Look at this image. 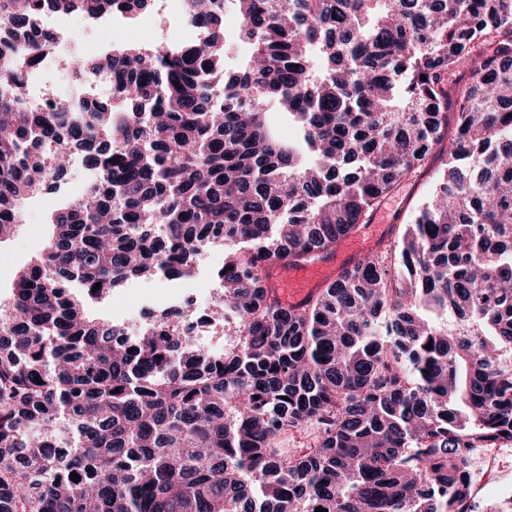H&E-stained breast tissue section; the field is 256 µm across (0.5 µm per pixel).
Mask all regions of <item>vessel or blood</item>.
Masks as SVG:
<instances>
[{
    "mask_svg": "<svg viewBox=\"0 0 512 512\" xmlns=\"http://www.w3.org/2000/svg\"><path fill=\"white\" fill-rule=\"evenodd\" d=\"M390 232L387 215H375L371 224L341 240L329 257L303 264L271 263L270 285L282 305L297 306L338 275L352 271L355 258Z\"/></svg>",
    "mask_w": 512,
    "mask_h": 512,
    "instance_id": "vessel-or-blood-1",
    "label": "vessel or blood"
}]
</instances>
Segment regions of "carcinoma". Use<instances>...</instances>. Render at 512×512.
Masks as SVG:
<instances>
[{"mask_svg": "<svg viewBox=\"0 0 512 512\" xmlns=\"http://www.w3.org/2000/svg\"><path fill=\"white\" fill-rule=\"evenodd\" d=\"M152 2L0 0V240L72 157L96 173L0 305V512H464L467 451L512 441V0H231L228 76L195 0L205 37L77 57L110 96L28 105L58 40L29 18ZM439 155L392 240L300 308L271 295L269 261L332 252ZM221 242L223 352L188 302L140 336L86 315ZM238 26H239V18L233 9H231V11H229L227 14H224V18H223L224 35L228 38L229 43H230L229 46H230L231 57H233L235 59L234 68H240L242 66V63H243V60L245 57L244 50L240 47H237L233 43V39L237 35ZM210 304V309H212L213 302L210 301ZM213 309V313H207L209 318L201 336H197V329L205 321L203 314L196 316L195 320L190 322L189 327H191L192 335L196 336V342L200 346L209 350H221L224 348V344L233 340L235 336L233 332L235 328L237 330V323L232 316H224V312H221L218 308Z\"/></svg>", "mask_w": 512, "mask_h": 512, "instance_id": "obj_1", "label": "carcinoma"}]
</instances>
